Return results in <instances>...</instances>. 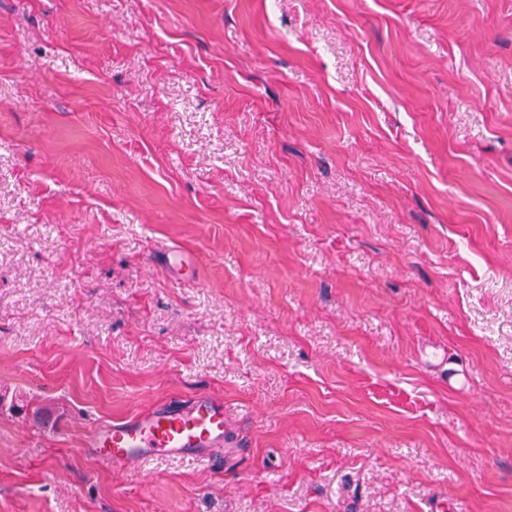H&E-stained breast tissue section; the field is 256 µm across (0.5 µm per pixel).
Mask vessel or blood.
Here are the masks:
<instances>
[{"label":"vessel or blood","instance_id":"vessel-or-blood-1","mask_svg":"<svg viewBox=\"0 0 512 512\" xmlns=\"http://www.w3.org/2000/svg\"><path fill=\"white\" fill-rule=\"evenodd\" d=\"M224 406L199 395L186 405L153 403L139 414L94 426L88 448L113 468L160 456L205 460L223 447Z\"/></svg>","mask_w":512,"mask_h":512}]
</instances>
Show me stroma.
Instances as JSON below:
<instances>
[{"instance_id": "stroma-1", "label": "stroma", "mask_w": 512, "mask_h": 512, "mask_svg": "<svg viewBox=\"0 0 512 512\" xmlns=\"http://www.w3.org/2000/svg\"><path fill=\"white\" fill-rule=\"evenodd\" d=\"M0 394V512H512V0H0ZM224 405L198 395L187 405L153 403L139 414L93 427L86 444L113 468H131L152 458L205 460L224 446Z\"/></svg>"}]
</instances>
